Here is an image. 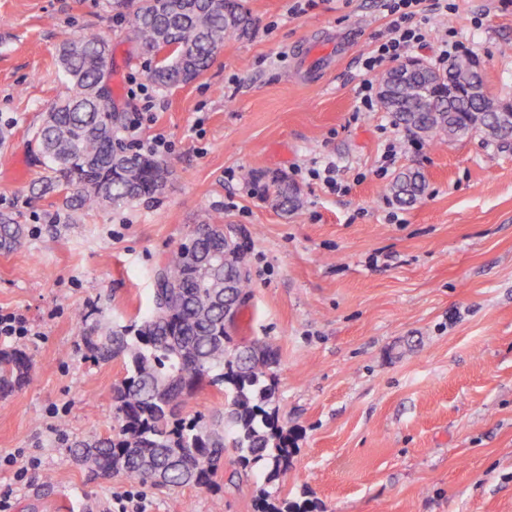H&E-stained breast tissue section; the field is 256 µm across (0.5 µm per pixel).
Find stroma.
<instances>
[{
    "instance_id": "obj_1",
    "label": "stroma",
    "mask_w": 512,
    "mask_h": 512,
    "mask_svg": "<svg viewBox=\"0 0 512 512\" xmlns=\"http://www.w3.org/2000/svg\"><path fill=\"white\" fill-rule=\"evenodd\" d=\"M451 2L415 56L435 62L455 38L488 92L512 100V0ZM245 5L252 35L163 90L109 0H0V216L24 228L0 249V310L33 331L6 343L33 368L0 397V456L39 460L20 487L0 468L11 512H117L135 488L88 479L68 452L117 433L126 375L122 360L79 350L77 317L122 326L143 314L157 265L210 217L247 243L252 295L236 338L278 353L271 407L294 467L268 483L228 455L213 489L142 487L146 512H255L263 488L317 512H512V150L478 134L434 147L384 109L359 111V58L389 21L381 0ZM92 32L112 40L116 111L140 120L141 141L170 142L173 175L156 199L73 211L44 187L34 132L70 92L60 46ZM318 38L347 53L309 80L303 47ZM142 83L148 96L132 95ZM330 161L338 192L306 174ZM408 167L426 191L404 205L390 186ZM250 170L287 174L299 208L271 206Z\"/></svg>"
}]
</instances>
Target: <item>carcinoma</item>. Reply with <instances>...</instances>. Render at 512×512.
<instances>
[{
    "label": "carcinoma",
    "instance_id": "carcinoma-1",
    "mask_svg": "<svg viewBox=\"0 0 512 512\" xmlns=\"http://www.w3.org/2000/svg\"><path fill=\"white\" fill-rule=\"evenodd\" d=\"M132 38L144 56L154 59L149 78L161 87L186 85L210 67L228 38L249 35L252 17L242 0H126ZM112 42L95 33L63 44L58 63L70 95L50 107L38 131L47 159L45 188L75 190L65 197L71 210L117 206L162 194L172 176L164 159L126 151L117 139L120 113L105 109L112 99L104 87L112 70ZM484 83L482 69L471 56L451 62L435 83L408 78L397 103L384 109L405 131L433 146L463 137L482 125L492 136L512 139V103L489 95L482 101L470 89ZM247 178L262 183L266 198L281 210L295 209L300 199L285 176L250 171ZM426 187L419 171L401 173L391 186L394 197L410 203ZM205 238L191 234L167 255L153 275V294L147 311L129 324L110 327L88 324L81 314L80 346L95 362L121 357L126 376L116 391L121 424L115 436L97 440L81 458L89 479L117 470L139 485H155L153 471L165 473L163 487L211 488L231 451L244 468L262 462L267 480L288 473L294 449L288 444L275 412L267 410L276 394L277 353L272 344L237 343L236 322L250 298V279H238L232 291L242 302L230 315L219 303L224 297V272H202L200 258L224 253L223 225L210 224ZM13 219L0 217V247L20 236ZM32 360L19 349L0 350V395L29 379ZM224 386V409L213 421L186 420L171 404L192 394L203 382ZM257 512H310L305 504L273 501L266 490Z\"/></svg>",
    "mask_w": 512,
    "mask_h": 512
}]
</instances>
